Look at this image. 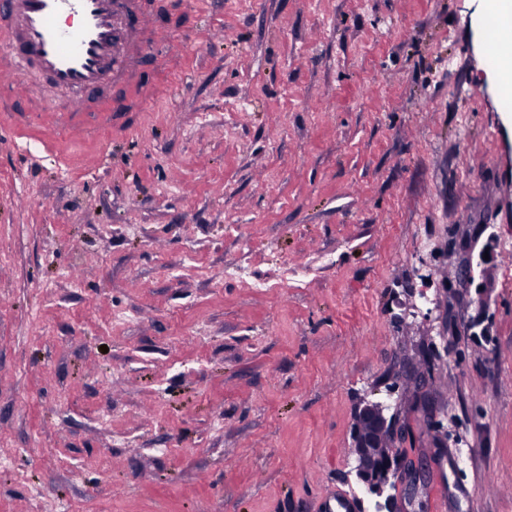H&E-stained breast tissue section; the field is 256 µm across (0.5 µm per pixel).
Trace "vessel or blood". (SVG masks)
Instances as JSON below:
<instances>
[{"instance_id": "1", "label": "vessel or blood", "mask_w": 512, "mask_h": 512, "mask_svg": "<svg viewBox=\"0 0 512 512\" xmlns=\"http://www.w3.org/2000/svg\"><path fill=\"white\" fill-rule=\"evenodd\" d=\"M155 20L135 0H0V88L17 93L28 75L41 73L67 95L65 106L46 98V112H84L86 92L132 79L131 54L152 50ZM204 31H172L165 49L186 53ZM358 501L340 490L324 493L317 512H359Z\"/></svg>"}]
</instances>
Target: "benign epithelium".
I'll use <instances>...</instances> for the list:
<instances>
[{
  "mask_svg": "<svg viewBox=\"0 0 512 512\" xmlns=\"http://www.w3.org/2000/svg\"><path fill=\"white\" fill-rule=\"evenodd\" d=\"M388 406L365 403L358 411L354 431L356 477L368 491L381 496L398 488L403 459L392 441L398 439L396 423L387 417Z\"/></svg>",
  "mask_w": 512,
  "mask_h": 512,
  "instance_id": "1",
  "label": "benign epithelium"
}]
</instances>
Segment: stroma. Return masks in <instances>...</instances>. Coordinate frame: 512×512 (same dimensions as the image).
<instances>
[{
  "label": "stroma",
  "instance_id": "obj_1",
  "mask_svg": "<svg viewBox=\"0 0 512 512\" xmlns=\"http://www.w3.org/2000/svg\"><path fill=\"white\" fill-rule=\"evenodd\" d=\"M483 6L213 0L220 32L88 92L80 135L0 101V512L330 489L372 512L366 401L427 472L408 512L442 480L447 512H512V123Z\"/></svg>",
  "mask_w": 512,
  "mask_h": 512
}]
</instances>
